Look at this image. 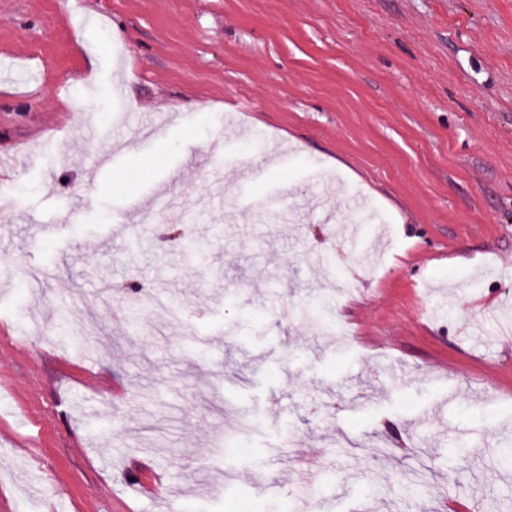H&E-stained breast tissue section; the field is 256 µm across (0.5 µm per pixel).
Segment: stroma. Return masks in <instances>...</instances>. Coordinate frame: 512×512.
<instances>
[{"label": "stroma", "mask_w": 512, "mask_h": 512, "mask_svg": "<svg viewBox=\"0 0 512 512\" xmlns=\"http://www.w3.org/2000/svg\"><path fill=\"white\" fill-rule=\"evenodd\" d=\"M88 2L0 0V499L512 512V0Z\"/></svg>", "instance_id": "35a3bbf8"}]
</instances>
